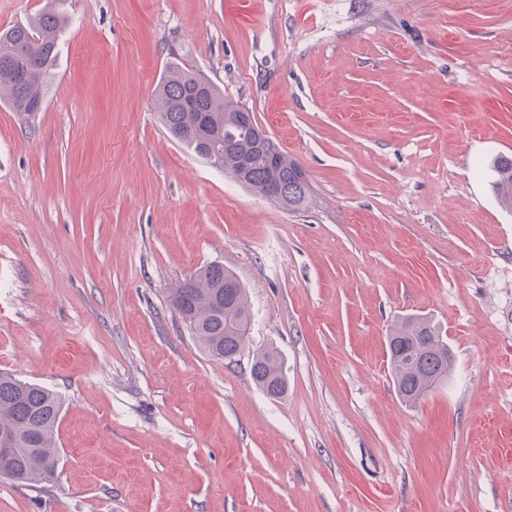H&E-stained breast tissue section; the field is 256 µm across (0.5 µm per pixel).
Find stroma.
<instances>
[{"label": "stroma", "instance_id": "1", "mask_svg": "<svg viewBox=\"0 0 512 512\" xmlns=\"http://www.w3.org/2000/svg\"><path fill=\"white\" fill-rule=\"evenodd\" d=\"M63 9L44 111L0 104V371L61 396L58 478H0V512H512V0ZM174 57L300 163L306 210L173 140ZM212 263L250 305L232 362L170 303ZM415 315L454 369L409 406L386 339ZM491 187L497 201L512 212V158L499 157L490 166ZM251 374L257 385L270 397L281 398L286 394L288 382L275 349L268 348L254 357Z\"/></svg>", "mask_w": 512, "mask_h": 512}]
</instances>
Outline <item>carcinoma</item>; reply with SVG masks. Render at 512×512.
<instances>
[{
    "mask_svg": "<svg viewBox=\"0 0 512 512\" xmlns=\"http://www.w3.org/2000/svg\"><path fill=\"white\" fill-rule=\"evenodd\" d=\"M58 4L60 0H51L29 25L0 30V99L24 122L46 103L58 40L69 23ZM19 54L26 60L22 80L15 71ZM155 102L163 126L175 141L253 192L266 195L264 169L241 174L244 158L255 147L252 126L237 119L240 105L224 98L217 86L176 58L157 85ZM490 171L497 201L512 212V158L495 159ZM276 175L285 191L277 204L291 212L306 209L311 188L301 166L282 152ZM171 303L196 343L211 356L231 360L245 346L250 323L246 289L223 266L201 269L174 289ZM388 347L394 383L405 403H417L448 379V344L426 320L408 317L396 324L389 333ZM251 374L267 395L281 398L286 394L288 382L275 349L254 357ZM62 406L57 392L0 371V435L15 440L9 451L0 450L1 477L25 487L46 486L56 480Z\"/></svg>",
    "mask_w": 512,
    "mask_h": 512,
    "instance_id": "obj_1",
    "label": "carcinoma"
}]
</instances>
